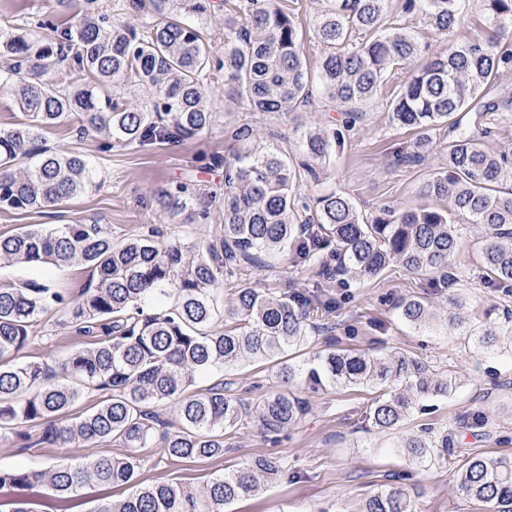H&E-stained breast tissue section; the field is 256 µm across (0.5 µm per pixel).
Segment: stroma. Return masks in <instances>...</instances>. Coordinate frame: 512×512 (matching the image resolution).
<instances>
[{
	"label": "stroma",
	"mask_w": 512,
	"mask_h": 512,
	"mask_svg": "<svg viewBox=\"0 0 512 512\" xmlns=\"http://www.w3.org/2000/svg\"><path fill=\"white\" fill-rule=\"evenodd\" d=\"M403 2L390 0L391 16L402 18L430 52L444 51L452 43L497 37L482 0H469L461 25L448 33L424 25L420 16L403 15ZM208 85L216 114L212 132L174 145L109 148L102 137L81 134L73 123L46 130L43 140L47 147L86 156L96 185L55 207L0 209V235L13 234L28 224L47 229L97 224L117 240L149 226L157 227L166 241L193 243L218 238L223 222L219 206H211L208 218L172 224L155 202L163 190L180 182L187 184L190 193L205 198L224 194V162L237 150L233 142L225 140L224 126L242 119L244 112L225 102L223 73L211 75ZM386 101L382 95L370 104L332 159L326 179L318 185L300 184L299 195L312 197L327 190L345 194L368 220L386 205L411 209L422 204L421 184L447 161L442 146L448 133L436 131L437 146L420 164L393 165V153L409 150L416 133L391 123ZM344 120V114L332 108L317 88L311 106L298 113L267 115L264 123L276 132V145L293 152L307 129L339 126ZM460 233L462 248L452 260L458 285L431 282L429 276L410 273L394 263L377 278L333 288L337 304L330 317L336 325L333 337L337 348L418 358L440 375H455L456 388L450 396L434 400L432 410L414 413L399 428L382 431L372 427L365 416L374 391L343 388L311 393L307 396L310 411L275 443L241 429L230 434V448L219 458L186 462L164 457L155 448L140 449L141 482H178L200 488L224 471L266 456L286 462L287 471L257 495L237 501L233 512H361L370 495L397 484L403 485L411 512H495L493 504L462 493L454 463L472 456L512 457V356L480 351L469 340L471 333L488 325L512 326V287L488 282L485 276L480 262L483 226L464 224ZM314 280L306 262L288 256L274 259L272 267L252 271L248 277L253 288L278 293L307 292ZM409 296L422 297L443 317L462 313L463 326L418 328L406 323L397 302ZM65 319L64 312L53 315L43 338L24 348L22 358L52 364L71 349L87 345V337L65 326ZM219 381L228 383L239 396L255 386L265 392L279 384L274 369L248 361L210 374L201 384L206 387ZM426 426L447 433L453 461L425 466L409 462L398 446L400 438ZM38 436L33 427L24 438L15 430L1 432L0 468H44L62 459L79 463L98 453H125L120 443L112 441L92 449L75 443L41 444ZM30 437L36 439V446L27 445ZM126 494L122 487L88 486L61 499L47 487H6L0 489V502L23 500L32 512H94L98 504Z\"/></svg>",
	"instance_id": "1"
}]
</instances>
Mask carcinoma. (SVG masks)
Returning a JSON list of instances; mask_svg holds the SVG:
<instances>
[{
  "label": "carcinoma",
  "mask_w": 512,
  "mask_h": 512,
  "mask_svg": "<svg viewBox=\"0 0 512 512\" xmlns=\"http://www.w3.org/2000/svg\"><path fill=\"white\" fill-rule=\"evenodd\" d=\"M389 0H334L321 15L317 39L323 52L317 76L327 97L346 112L363 116L367 105L388 90L393 125L424 132L446 128L448 167L423 183V196L449 202V209L389 206L371 224L363 222L346 195L324 192L308 202L297 195L303 181L321 179L319 164L344 146L334 128L305 134L295 154L259 142L254 123L224 125L241 150L227 163L222 201L224 235L218 242H160L154 230L115 241L97 224H65L47 230L36 224L0 235V260L46 270L85 265L97 279L72 297L49 282L0 285V427L27 424L42 429L37 443L95 447L112 439L128 449L122 457L101 454L85 464L57 462L44 469H0V489L44 485L59 495L86 486H126L124 499L94 512H225L235 501L278 479L283 466L257 457L219 475L200 489L178 483L144 485L137 452L160 441L170 459L224 456L227 431L240 427L276 438L296 423L309 403L290 392L344 387L388 391L366 412L372 426L394 430L421 399L448 395L455 380L440 379L418 359L328 350L318 359L285 361L290 352L322 330L336 300L326 292L345 278L376 277L392 262L414 274L450 272L460 236L455 222L482 224L490 232L484 264L490 280L512 284V150L484 145L500 111L488 94L500 73L512 70V0H483L504 40L467 41L418 62L420 44L411 28L391 19ZM468 0H404L403 13L419 14L432 28L450 32L463 19ZM170 0H151L157 18L136 26L86 13L72 23L41 24L49 36L33 39L22 28L0 23V53L11 64L0 74L23 119L0 130V208L37 210L55 206L93 186L86 157L53 151L42 132L75 118L82 134L114 143L147 147L178 143L209 133L216 113L205 81L224 71V97L262 116L296 112L312 102V77L299 44L294 9L273 0H224V60L212 63L211 48L191 19L209 0H175L176 16L164 13ZM70 59L94 81L61 89L50 80L56 65ZM135 80L150 90L146 107L131 106L121 90ZM109 86L112 94L100 96ZM472 112L468 127L461 128ZM433 147L420 140L394 163H418ZM25 163L19 172L12 171ZM179 184L157 205L171 224L207 216L202 200ZM315 269L316 291L273 295L245 283L251 269L271 266L286 250ZM239 281L224 307V329L216 331L211 290L226 279ZM62 307L67 323L88 345L57 365L22 360L19 352L36 337L44 317ZM407 322L421 327L437 313L419 298L397 304ZM488 349L512 348V334L490 326L472 337ZM246 360L278 362L282 390L248 401L224 393L218 383L185 394L202 376ZM107 392L90 410L73 409L84 391ZM172 402L180 426H162L153 407ZM411 460L424 464L452 455L448 435L427 428L402 439ZM459 486L497 512H512V460L473 457L460 467ZM400 488L370 496L362 512H409Z\"/></svg>",
  "instance_id": "carcinoma-1"
}]
</instances>
